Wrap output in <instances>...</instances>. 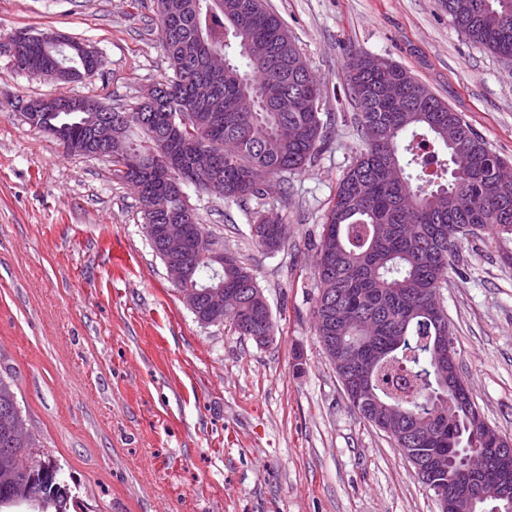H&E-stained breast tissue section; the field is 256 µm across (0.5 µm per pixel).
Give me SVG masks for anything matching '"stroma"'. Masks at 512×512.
<instances>
[{
  "label": "stroma",
  "mask_w": 512,
  "mask_h": 512,
  "mask_svg": "<svg viewBox=\"0 0 512 512\" xmlns=\"http://www.w3.org/2000/svg\"><path fill=\"white\" fill-rule=\"evenodd\" d=\"M322 88L324 139L262 199L193 186L200 224L253 273L274 337L203 325L143 229L134 188L106 158L67 152L11 104L52 94L136 105L171 71L152 0H0V44L59 32L106 65L61 84L0 47V363L44 452L89 512H440L384 432L352 409L319 343L317 244L361 141L351 54L389 58L512 162V61L461 36L440 0H267ZM278 214L274 251L252 238ZM462 377L484 422L512 437V264L488 231L462 237L439 290Z\"/></svg>",
  "instance_id": "stroma-1"
}]
</instances>
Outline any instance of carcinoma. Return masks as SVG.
Returning a JSON list of instances; mask_svg holds the SVG:
<instances>
[{"label": "carcinoma", "mask_w": 512, "mask_h": 512, "mask_svg": "<svg viewBox=\"0 0 512 512\" xmlns=\"http://www.w3.org/2000/svg\"><path fill=\"white\" fill-rule=\"evenodd\" d=\"M210 3L181 0L177 23L158 22L173 75L150 87L149 94L158 96L155 104L129 111L133 120L125 129V143L139 167L132 170L125 158L114 155L113 173L135 188L138 201L158 196L155 216L160 222L188 219L180 289L197 292L195 318L211 315L208 292L232 290L242 299L241 310L229 314L235 330L247 337L271 336L272 314L251 271L232 255L218 265L196 248V235L203 230L196 212L186 197L159 192L158 146L168 117L193 108V81L208 55L220 50L225 61L218 88L222 107L248 95L254 109L226 112L222 123L210 120L208 112L196 113L201 129L188 132L186 146L192 150L204 142L220 153L224 143H236L235 157H219L224 199L266 196L278 187L275 177L300 171L314 158L323 139L321 87L305 83V57L266 0H224L222 11ZM443 4L470 42L512 59V0ZM256 40L270 47L276 65L264 66L246 55L244 45ZM283 66L297 74L286 90L278 74ZM390 68L389 73L376 72L361 63L350 69L348 85L359 110L362 148L337 186L320 235L318 252L328 261L316 267L320 292L314 327L317 337L327 335L322 321L332 300L360 308L372 327L361 341L370 356V392L351 401L352 407L373 425L374 411L385 406H400L421 424L439 423L440 442L434 447L448 453L452 472L467 455L491 443L485 425L475 422V402L448 406V385L436 372V342L450 333L448 316L442 309H428L423 299L448 277V260L461 235L488 228L502 254L512 259V184L501 187L491 179L494 162L502 158L447 103L433 94L422 95L420 83L408 85L400 103L384 95L381 87L387 80L412 78L393 61ZM53 123L68 124L78 141L87 139L86 112H62ZM450 125L458 127L460 140L437 164L451 180L436 184L425 177V168L437 153H421L419 148L445 143ZM251 232L260 246L269 248L286 240L288 225L261 223L256 216ZM15 387L12 368L0 365V512L21 506L29 512H84L77 486L65 479L57 460L43 455L36 465H28L30 449L39 447V440L21 431L25 418Z\"/></svg>", "instance_id": "1"}]
</instances>
